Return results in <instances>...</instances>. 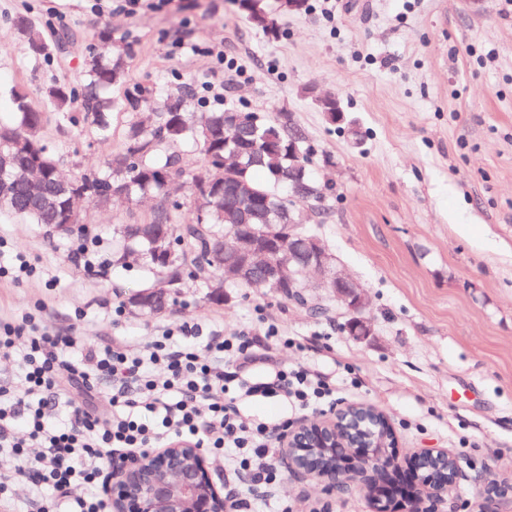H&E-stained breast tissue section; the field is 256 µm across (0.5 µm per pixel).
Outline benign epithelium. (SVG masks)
I'll return each mask as SVG.
<instances>
[{"label": "benign epithelium", "mask_w": 512, "mask_h": 512, "mask_svg": "<svg viewBox=\"0 0 512 512\" xmlns=\"http://www.w3.org/2000/svg\"><path fill=\"white\" fill-rule=\"evenodd\" d=\"M280 239L276 233L234 236L233 243H214L213 250L224 254V272L233 279H247L258 288L275 286L283 279L282 267L264 258L268 243ZM154 260L167 268L179 258L164 235L152 242ZM288 260H298L307 288L344 286L342 297L350 309L363 307L362 295L351 280L331 266V256L319 242L311 239L307 253L300 255L296 244L288 243ZM167 289L151 288L131 296L130 304L140 311L156 313L165 308ZM388 418L372 405H347L316 419L302 418L279 438L281 459L294 477L316 478L325 492L343 497L358 480L366 489L372 512H391L392 501L381 488V480L399 470L393 453L373 449L366 427ZM448 461L454 457L445 448H428L409 456L413 471L428 461ZM461 471L453 465L448 477L424 475L411 495L398 504L400 512H433L457 483ZM470 481L484 488L483 512H502L512 504V482H488L479 472ZM112 512H225L224 484L214 480L209 459L191 443L180 442L145 453L122 464L112 465L107 483Z\"/></svg>", "instance_id": "obj_1"}]
</instances>
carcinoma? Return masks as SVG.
Returning <instances> with one entry per match:
<instances>
[{"mask_svg":"<svg viewBox=\"0 0 512 512\" xmlns=\"http://www.w3.org/2000/svg\"><path fill=\"white\" fill-rule=\"evenodd\" d=\"M247 18L266 33L280 31L276 18L266 13L262 0H252ZM11 26L35 53H48L49 44L27 17H15ZM99 40L101 50L84 62L86 79L80 94L64 84H56L48 88L46 95L61 121L66 120L71 105L81 100L91 128L101 138L110 135L114 112L133 110L142 103L156 116V124L150 129L128 116L122 149L108 159L103 169L85 170L73 178L86 186L85 197L90 202L107 206L112 204V187L131 180L132 168L138 174L137 180H132V197L151 194L157 198L148 215L121 225L113 262L122 263L130 251L141 252L156 272V278L144 285L146 289L166 281L174 288L185 278L211 286L216 277L226 288L254 289L250 282L224 278L220 262L211 259L209 245L232 237L241 224L257 233L266 229V203L278 201L285 184L309 188L310 199L314 201L323 196V188L310 176L307 153L293 151V146L302 149L305 145L303 129L286 117L247 112L251 133L235 137L229 110L207 112L198 119L189 108L186 93L142 100L114 95L110 90L120 88L125 81L126 61L110 50L111 32L102 31ZM14 103L18 121L0 124V167L9 173L6 181L0 182V215L5 213L23 222L55 228L70 194L63 192L55 175L58 159L44 143L46 118L20 92H14ZM186 142L194 144L201 158L200 172L191 174L183 168L177 171V176L189 184V191L212 181L222 184V193L218 195L192 198L195 217L189 223L180 220L179 205L166 197L159 178L160 173L169 170L171 155ZM257 172L263 173L265 179H256ZM237 182L247 184L255 196L252 211L245 219L225 208L229 203L225 190ZM160 229L169 233L173 248L181 257L177 267L162 269L153 263L150 236ZM274 230L285 239L304 232L295 206H287L278 213Z\"/></svg>","mask_w":512,"mask_h":512,"instance_id":"carcinoma-1","label":"carcinoma"}]
</instances>
